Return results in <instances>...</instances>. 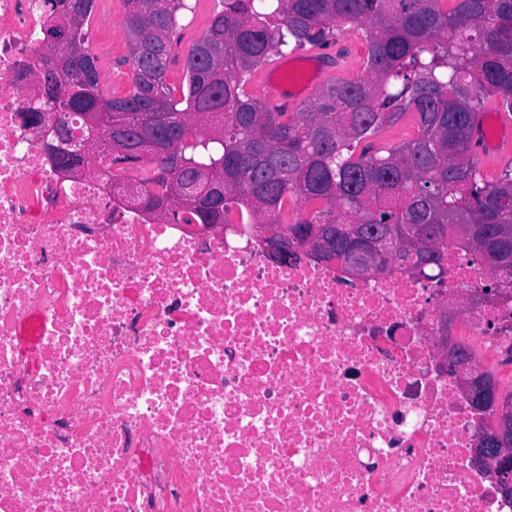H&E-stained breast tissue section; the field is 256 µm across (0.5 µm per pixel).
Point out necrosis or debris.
<instances>
[{
	"label": "necrosis or debris",
	"mask_w": 512,
	"mask_h": 512,
	"mask_svg": "<svg viewBox=\"0 0 512 512\" xmlns=\"http://www.w3.org/2000/svg\"><path fill=\"white\" fill-rule=\"evenodd\" d=\"M46 18L0 0V512H512L438 342L461 296L493 344L485 264L355 279L154 219L116 192L146 165L62 177L20 120Z\"/></svg>",
	"instance_id": "necrosis-or-debris-1"
}]
</instances>
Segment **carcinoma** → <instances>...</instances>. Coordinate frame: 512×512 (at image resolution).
Instances as JSON below:
<instances>
[{
  "instance_id": "1",
  "label": "carcinoma",
  "mask_w": 512,
  "mask_h": 512,
  "mask_svg": "<svg viewBox=\"0 0 512 512\" xmlns=\"http://www.w3.org/2000/svg\"><path fill=\"white\" fill-rule=\"evenodd\" d=\"M96 0L69 17L70 0H45L62 76L32 73L35 96L86 120L112 113V151L151 164L145 210L165 221L225 224L239 210L256 224H318L349 267L348 247L406 244L396 266L412 276L443 269L448 243L478 256L486 290L512 291V163L488 180L472 155L475 118L493 102L512 112V0H221L186 60L187 94L166 82L171 36L186 0H122L133 89L100 91L85 29ZM368 44L365 75L336 80L294 112L247 87L284 50L326 47L347 26ZM418 135L374 148L368 140L407 113ZM110 151V152H112ZM102 150L99 156L108 157ZM224 159V195L182 213L168 187L196 182V167Z\"/></svg>"
}]
</instances>
